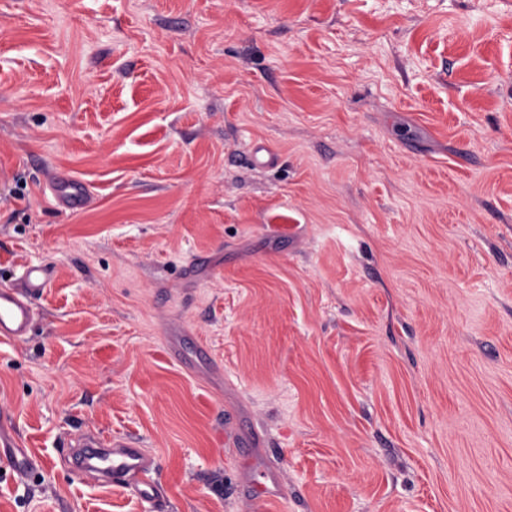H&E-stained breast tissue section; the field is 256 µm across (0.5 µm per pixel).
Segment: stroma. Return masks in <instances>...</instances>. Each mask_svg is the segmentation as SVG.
Returning <instances> with one entry per match:
<instances>
[{"label": "stroma", "mask_w": 512, "mask_h": 512, "mask_svg": "<svg viewBox=\"0 0 512 512\" xmlns=\"http://www.w3.org/2000/svg\"><path fill=\"white\" fill-rule=\"evenodd\" d=\"M41 263L0 512H156L84 433L166 512H512V0H0V287ZM54 199L55 208L60 212H77L88 202L84 183L66 176H55L46 184ZM0 457L6 460L19 475L25 476L36 466V458L30 455L24 443L11 425L0 419ZM108 444L112 448H101L103 444L99 439L88 437L80 445L84 468L95 470L106 485H119L129 477L146 476L156 464L143 448H137L133 438L111 439ZM91 460H95L96 465L89 467Z\"/></svg>", "instance_id": "obj_1"}]
</instances>
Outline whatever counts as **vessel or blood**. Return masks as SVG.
<instances>
[{"instance_id": "obj_1", "label": "vessel or blood", "mask_w": 512, "mask_h": 512, "mask_svg": "<svg viewBox=\"0 0 512 512\" xmlns=\"http://www.w3.org/2000/svg\"><path fill=\"white\" fill-rule=\"evenodd\" d=\"M47 187L58 211L77 212L88 202L86 187L78 179L56 176L48 181ZM52 277L49 265H33L24 268L19 284L0 287V343L19 342L29 334L38 314L36 300L48 288ZM82 448L83 461L94 462L96 472L106 484L119 485L135 477L139 480L137 491L143 499L159 500L160 490L147 479L155 460L138 448L135 439L119 438L106 448L99 439L88 437L83 440ZM0 458L21 476L36 465L35 457L27 452L14 428L1 422Z\"/></svg>"}]
</instances>
